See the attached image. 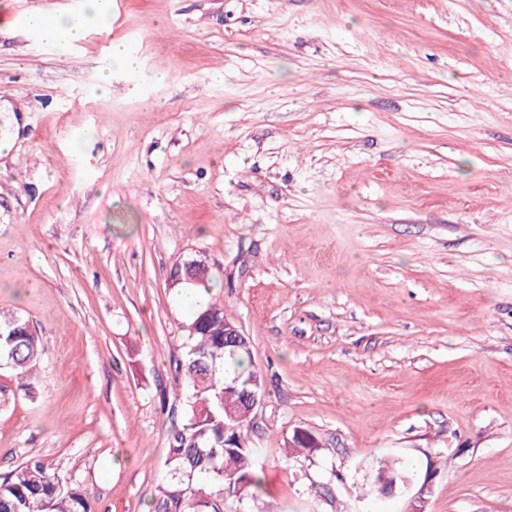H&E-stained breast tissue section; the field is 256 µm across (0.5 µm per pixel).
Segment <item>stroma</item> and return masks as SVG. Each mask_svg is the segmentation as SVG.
<instances>
[{"instance_id": "1", "label": "stroma", "mask_w": 512, "mask_h": 512, "mask_svg": "<svg viewBox=\"0 0 512 512\" xmlns=\"http://www.w3.org/2000/svg\"><path fill=\"white\" fill-rule=\"evenodd\" d=\"M76 42L0 0V476L37 456L145 512L202 254L265 379L263 489L224 512H512V0H107ZM136 59L111 66L102 39ZM110 71L111 85L100 75ZM164 81H157V73ZM137 94H130V87ZM321 447L286 455L295 430ZM44 353V343L33 322L17 312L0 311V366L16 373L21 387H30Z\"/></svg>"}]
</instances>
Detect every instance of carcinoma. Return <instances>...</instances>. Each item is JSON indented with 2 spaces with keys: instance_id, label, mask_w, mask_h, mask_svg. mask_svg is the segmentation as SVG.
Here are the masks:
<instances>
[{
  "instance_id": "cac0c4a2",
  "label": "carcinoma",
  "mask_w": 512,
  "mask_h": 512,
  "mask_svg": "<svg viewBox=\"0 0 512 512\" xmlns=\"http://www.w3.org/2000/svg\"><path fill=\"white\" fill-rule=\"evenodd\" d=\"M202 291L186 326L185 353L178 364L186 388V421L168 436L164 475L151 503V512H224V496L260 485L259 451L248 446V418L236 407V397L224 395V380L240 389L265 392L263 376L252 361L251 345L224 351V306L212 294V273L191 272ZM44 353L33 322L17 312L0 311V366L16 373L21 386H30ZM241 438L242 445L224 446V438ZM413 481L401 469L382 464L376 486ZM0 512H94L90 493L31 457L0 477Z\"/></svg>"
}]
</instances>
